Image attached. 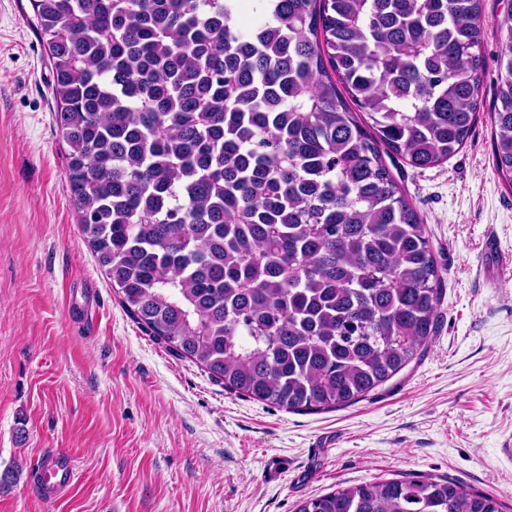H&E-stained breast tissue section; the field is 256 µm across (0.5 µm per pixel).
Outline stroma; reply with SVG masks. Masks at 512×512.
<instances>
[{
	"label": "stroma",
	"instance_id": "stroma-1",
	"mask_svg": "<svg viewBox=\"0 0 512 512\" xmlns=\"http://www.w3.org/2000/svg\"><path fill=\"white\" fill-rule=\"evenodd\" d=\"M506 0H483V108L448 162L387 166L442 271L424 357L356 404L290 412L223 384L149 336L88 247L66 178L57 103L29 0H0V512H296L305 498L400 476L512 504V189L490 107ZM66 448L75 485L31 482Z\"/></svg>",
	"mask_w": 512,
	"mask_h": 512
}]
</instances>
